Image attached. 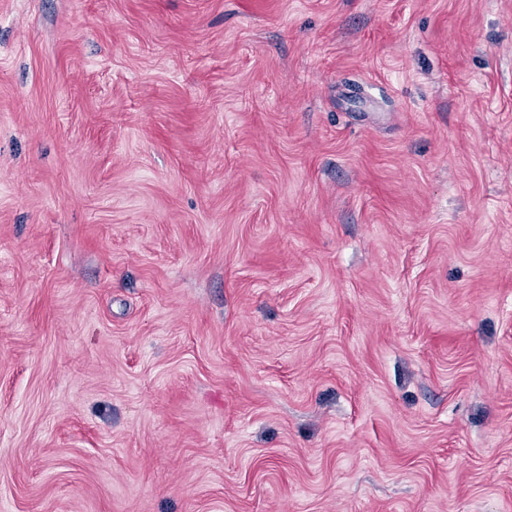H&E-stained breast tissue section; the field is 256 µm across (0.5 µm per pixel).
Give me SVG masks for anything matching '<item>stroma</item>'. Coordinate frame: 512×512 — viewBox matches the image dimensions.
<instances>
[{"instance_id":"1","label":"stroma","mask_w":512,"mask_h":512,"mask_svg":"<svg viewBox=\"0 0 512 512\" xmlns=\"http://www.w3.org/2000/svg\"><path fill=\"white\" fill-rule=\"evenodd\" d=\"M0 512H512V0H0Z\"/></svg>"}]
</instances>
